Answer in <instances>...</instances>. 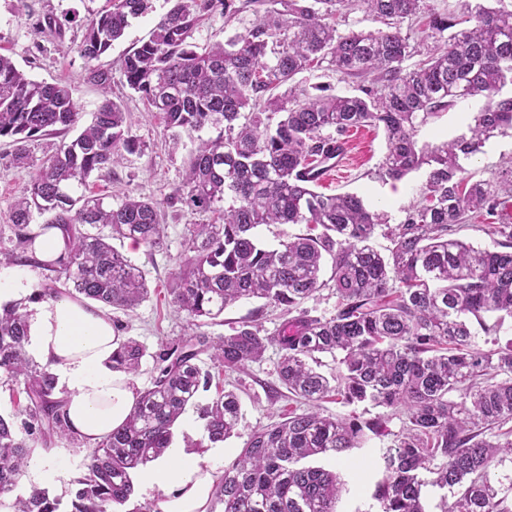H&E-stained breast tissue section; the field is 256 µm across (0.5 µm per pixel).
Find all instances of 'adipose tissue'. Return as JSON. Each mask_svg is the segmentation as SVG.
I'll return each instance as SVG.
<instances>
[{"label": "adipose tissue", "mask_w": 512, "mask_h": 512, "mask_svg": "<svg viewBox=\"0 0 512 512\" xmlns=\"http://www.w3.org/2000/svg\"><path fill=\"white\" fill-rule=\"evenodd\" d=\"M27 313L28 345L56 376L73 435L95 447L127 420L136 398L131 376L112 368L119 338L111 316L100 305L67 295L36 302ZM223 476V449H212L203 462L173 447L142 482L160 512H208Z\"/></svg>", "instance_id": "1"}]
</instances>
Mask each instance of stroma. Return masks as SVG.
<instances>
[{
    "mask_svg": "<svg viewBox=\"0 0 512 512\" xmlns=\"http://www.w3.org/2000/svg\"><path fill=\"white\" fill-rule=\"evenodd\" d=\"M176 0H152L151 9L143 17L134 19L125 36L113 43L111 50L99 61L102 68H118L124 54L139 40L148 38L158 19L168 12ZM107 0H0V53L10 56L24 74L36 81L66 84L82 112V123H90L100 101L101 92L87 79V66L79 52L86 23L98 11L105 9ZM55 19L60 32L45 28L46 19ZM257 20L249 8L227 17L216 11L206 16L194 32L198 47L223 41L244 31ZM112 98L129 112L131 132L139 148L126 155L123 162L109 171L93 173L82 192L88 196L112 197L120 201L124 195L167 200L180 186L184 176V161L194 149L195 136H183L179 148H172L161 121L146 115L139 96L120 83H113ZM481 101L470 100L457 104L433 118L418 132V143L438 144L467 133ZM61 143L60 136L47 135L33 141L30 146L28 167L16 166L12 161V147L8 140H0V248H12L9 214L17 198L23 193L30 168L38 167L54 154ZM387 151L383 130L371 127L356 129L350 144L347 169L321 184V192L337 194L350 192L361 196L371 207L383 210L390 224H398L406 209L416 203L417 191L427 177L426 170L410 173L399 181H385L378 175V166ZM468 175L476 180L494 183L512 176V137L498 136L486 142L482 153L465 161ZM206 217L173 206L165 210V244L153 252L133 247L131 243H118L117 248L128 255L145 271L149 297L134 312H113L112 319L119 325L121 337H132L143 343L149 355L142 361L134 378L136 389L150 386L154 376L151 354L160 342L186 337L190 328L184 314L175 311L168 294L170 274L175 269L183 243L192 224L205 223ZM487 224H512V200L498 208L494 214L485 211L471 213L468 223L457 236L474 247L493 248L494 242L483 227ZM255 319L264 335H276L284 317L279 309L263 305L259 300H243L225 311L222 320L206 326L209 336L227 334L232 322ZM279 354L268 349L261 361L249 364L235 372L224 371L202 360L203 369L213 376L212 388L199 392L194 406L188 407L173 428L172 443L186 449L197 458L208 456L210 444L205 436L200 409L211 402L215 389L235 391L241 402V417L235 433L224 440V458L233 460L244 447L249 436L261 426L279 420L288 411L303 409L300 399L281 388L277 377ZM324 414L330 416L357 413L361 420L382 419L388 433L370 436L365 448L353 450L348 456L315 458V465L340 474L345 489L337 504L339 512H370L372 493L381 477L382 448L392 444L395 435L406 427L404 413L367 404L348 406L327 398L321 403ZM88 448L66 439L55 440L46 456L54 464L53 471L41 485L59 502V512H69L70 500L77 482L86 473L84 460Z\"/></svg>",
    "mask_w": 512,
    "mask_h": 512,
    "instance_id": "obj_1",
    "label": "stroma"
}]
</instances>
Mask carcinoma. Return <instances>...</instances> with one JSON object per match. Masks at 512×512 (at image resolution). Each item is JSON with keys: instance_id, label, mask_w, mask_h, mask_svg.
Wrapping results in <instances>:
<instances>
[{"instance_id": "obj_1", "label": "carcinoma", "mask_w": 512, "mask_h": 512, "mask_svg": "<svg viewBox=\"0 0 512 512\" xmlns=\"http://www.w3.org/2000/svg\"><path fill=\"white\" fill-rule=\"evenodd\" d=\"M234 2L185 0L121 59L119 82L140 94L146 112L170 131L173 147L184 133L213 132L198 138L181 186L164 204L128 195L112 205L74 195L92 173L112 169L136 150L127 113L106 97L80 129L81 112L67 85L31 80L0 54V139H10L17 166L29 165L30 142L78 130L30 173L11 209L15 244L0 251V265L45 271L31 301L67 294L132 311L148 296L145 271L111 241L162 248L166 204L210 215L205 224L189 225L169 284L170 302L196 331L152 354L133 338L120 340L112 369L132 375L149 355L155 375L137 392L127 421L88 454L70 512H112L128 501L134 471L165 454L174 424L209 385L201 354L234 371L260 360L270 346L279 353L280 384L309 408L255 430L224 466L215 492L224 512H337V473L302 461L340 456L362 447L367 433L383 431L378 421L320 413L319 402L333 393L348 404L370 401L407 416L405 431L382 455L376 512H427L423 489L429 485L446 491L441 512H512L508 495L490 478L492 468L512 456V429L497 433L512 423V342L490 353L472 344L476 330L495 335L512 318V224L487 227L499 251L456 237L468 213H493L502 196L512 198V178L498 186L471 182L461 164L489 139L512 135V95H502L512 86V8L503 0H495L497 7L462 0L460 13L444 15L427 0H362L386 28L341 33L328 19L350 13L354 0H285V10L267 12L222 43L197 47L199 23L218 7L235 12ZM150 8L151 0H108L86 25L80 53L103 93L112 90V71L94 62ZM420 15L435 45L409 69L404 63L414 51L402 24ZM452 28L456 32L444 36ZM324 62L360 80L358 93L294 84L296 75ZM477 96L484 104L469 134L418 146L420 127ZM359 126L386 134L381 178L400 181L429 167L418 202L389 229L387 255L371 244L377 229L389 225L387 214L352 193L317 192L305 174ZM328 128L337 137L324 135ZM39 218L45 222L36 231L32 223ZM263 224H304L307 232L270 248L257 233ZM87 225L109 234H92ZM52 228L62 232L65 251L42 261L36 240ZM329 284L336 315L312 314L306 302ZM250 299L287 316L278 335H261L252 320L236 322L224 336L201 331L206 321ZM23 309L0 305V376L22 384L26 401L19 410L25 436L0 415V507L58 512L44 488L5 502L35 448L72 437L55 377L27 356ZM338 353L337 373L318 369L320 355ZM240 412L233 391L203 407L209 442L230 437Z\"/></svg>"}]
</instances>
